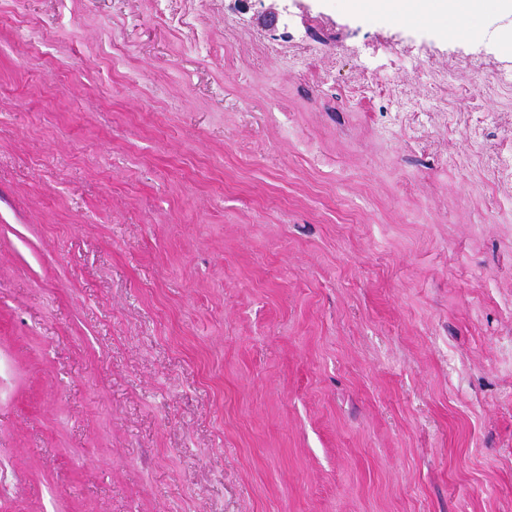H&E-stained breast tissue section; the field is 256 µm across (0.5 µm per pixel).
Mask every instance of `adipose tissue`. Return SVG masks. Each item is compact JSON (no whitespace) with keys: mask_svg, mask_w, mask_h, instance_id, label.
Instances as JSON below:
<instances>
[{"mask_svg":"<svg viewBox=\"0 0 512 512\" xmlns=\"http://www.w3.org/2000/svg\"><path fill=\"white\" fill-rule=\"evenodd\" d=\"M347 8L369 17H392L406 23L437 21L445 37H455L473 18L492 12L512 17V0H344Z\"/></svg>","mask_w":512,"mask_h":512,"instance_id":"adipose-tissue-1","label":"adipose tissue"}]
</instances>
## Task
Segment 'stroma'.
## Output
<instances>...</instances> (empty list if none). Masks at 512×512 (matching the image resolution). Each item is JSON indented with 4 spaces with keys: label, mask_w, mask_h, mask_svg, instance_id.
<instances>
[{
    "label": "stroma",
    "mask_w": 512,
    "mask_h": 512,
    "mask_svg": "<svg viewBox=\"0 0 512 512\" xmlns=\"http://www.w3.org/2000/svg\"><path fill=\"white\" fill-rule=\"evenodd\" d=\"M0 0V512H512V20Z\"/></svg>",
    "instance_id": "stroma-1"
}]
</instances>
